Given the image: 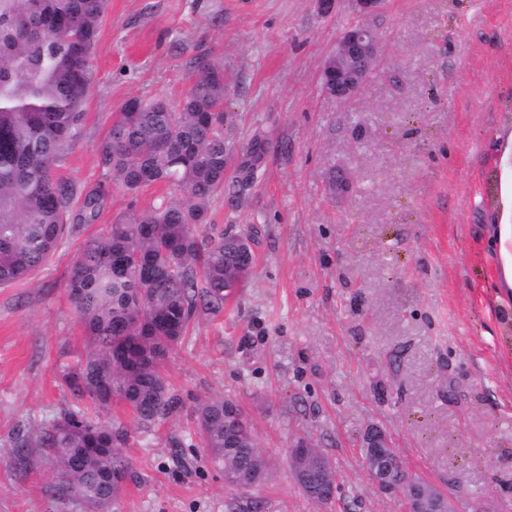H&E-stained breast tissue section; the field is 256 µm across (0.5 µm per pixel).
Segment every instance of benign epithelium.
<instances>
[{"label": "benign epithelium", "instance_id": "7a95c632", "mask_svg": "<svg viewBox=\"0 0 512 512\" xmlns=\"http://www.w3.org/2000/svg\"><path fill=\"white\" fill-rule=\"evenodd\" d=\"M385 0H355L360 17L367 18L381 11ZM380 46L376 33L364 22L346 30L340 37L336 52L324 63L321 71L323 93L344 102L355 96L373 71L379 59ZM364 447L372 450L370 475L379 489L399 493L406 512H453L450 500L408 470L396 467L399 455L386 432L370 425L363 433Z\"/></svg>", "mask_w": 512, "mask_h": 512}]
</instances>
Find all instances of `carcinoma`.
I'll return each instance as SVG.
<instances>
[{
  "label": "carcinoma",
  "mask_w": 512,
  "mask_h": 512,
  "mask_svg": "<svg viewBox=\"0 0 512 512\" xmlns=\"http://www.w3.org/2000/svg\"><path fill=\"white\" fill-rule=\"evenodd\" d=\"M106 0H0V285L44 265L79 224L97 219L108 191L82 193L59 164L79 139L90 59ZM193 89L176 103L141 101L116 113L100 162L130 198L127 209L90 236L74 258L67 290L87 349L64 379L76 399L104 409L117 400L139 430L177 406L165 362L200 314H218L250 276L240 256L257 228L211 223L212 202L229 187L256 181L267 141L254 136L235 165L224 135L223 65L200 58ZM161 193L141 208L140 192ZM195 435L238 488L262 485L270 472L240 406L211 398L196 411ZM123 424L63 409L16 453L45 448L53 494L91 509L110 507L134 480L121 448Z\"/></svg>",
  "instance_id": "1"
}]
</instances>
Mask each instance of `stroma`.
<instances>
[{
    "mask_svg": "<svg viewBox=\"0 0 512 512\" xmlns=\"http://www.w3.org/2000/svg\"><path fill=\"white\" fill-rule=\"evenodd\" d=\"M357 19L353 0L329 15L316 0H108L60 169L105 187L106 205L34 275L0 286V512H88L52 495L40 452L18 464L16 442L74 403L62 371L87 338L67 274L129 202L100 164L114 114L132 97L178 101L200 54L224 65L228 135L268 142L259 181L211 209L213 223L258 228L255 262L167 359L180 407L132 430L135 479L114 512H405L369 475L370 425L455 512L481 500L512 512V316L484 236L494 136L512 121V0H387L369 19L382 63L339 102L320 72ZM335 165L349 181L332 195ZM217 396L253 420L272 463L259 487L225 485L197 444L194 410ZM303 436L335 468L338 500L312 503L295 483Z\"/></svg>",
    "mask_w": 512,
    "mask_h": 512,
    "instance_id": "1",
    "label": "stroma"
}]
</instances>
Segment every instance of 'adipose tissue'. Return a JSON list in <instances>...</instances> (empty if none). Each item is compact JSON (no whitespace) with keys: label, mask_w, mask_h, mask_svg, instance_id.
I'll return each instance as SVG.
<instances>
[{"label":"adipose tissue","mask_w":512,"mask_h":512,"mask_svg":"<svg viewBox=\"0 0 512 512\" xmlns=\"http://www.w3.org/2000/svg\"><path fill=\"white\" fill-rule=\"evenodd\" d=\"M494 205L486 234L499 265L498 285L512 291V122L496 135Z\"/></svg>","instance_id":"adipose-tissue-1"}]
</instances>
